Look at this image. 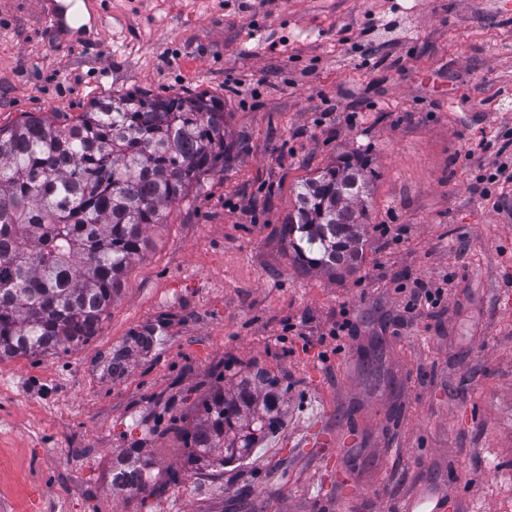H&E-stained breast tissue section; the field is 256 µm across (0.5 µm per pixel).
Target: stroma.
I'll return each mask as SVG.
<instances>
[{"instance_id": "stroma-1", "label": "stroma", "mask_w": 512, "mask_h": 512, "mask_svg": "<svg viewBox=\"0 0 512 512\" xmlns=\"http://www.w3.org/2000/svg\"><path fill=\"white\" fill-rule=\"evenodd\" d=\"M93 45L0 0V126L140 89L224 101L223 173L149 225L95 336L0 361V512H512V17L497 0H85ZM377 173L358 267L295 266V187L336 159ZM452 276L404 317L393 281ZM352 322L327 339L339 313ZM125 353L120 372L112 357ZM275 382L279 428L188 462L216 390ZM164 481L137 506L112 463Z\"/></svg>"}]
</instances>
